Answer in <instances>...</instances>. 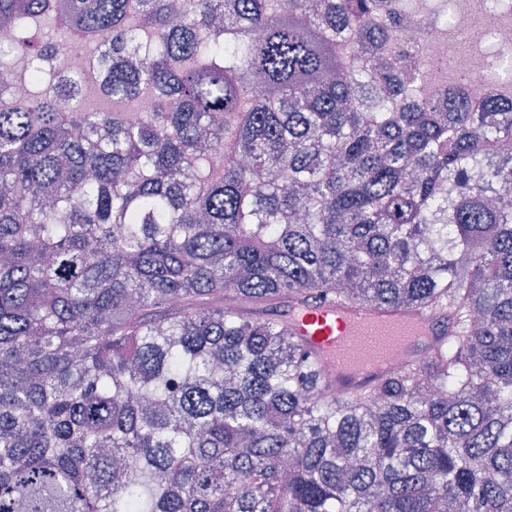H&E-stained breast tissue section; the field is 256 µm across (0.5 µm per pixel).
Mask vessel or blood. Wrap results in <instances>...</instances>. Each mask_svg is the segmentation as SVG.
<instances>
[{"label": "vessel or blood", "instance_id": "obj_1", "mask_svg": "<svg viewBox=\"0 0 512 512\" xmlns=\"http://www.w3.org/2000/svg\"><path fill=\"white\" fill-rule=\"evenodd\" d=\"M288 318L339 398L386 376L393 355H400L402 365L420 364L448 333V321L439 313L331 300L293 305Z\"/></svg>", "mask_w": 512, "mask_h": 512}]
</instances>
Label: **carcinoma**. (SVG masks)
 <instances>
[{
	"instance_id": "1",
	"label": "carcinoma",
	"mask_w": 512,
	"mask_h": 512,
	"mask_svg": "<svg viewBox=\"0 0 512 512\" xmlns=\"http://www.w3.org/2000/svg\"><path fill=\"white\" fill-rule=\"evenodd\" d=\"M289 2L71 0L104 112L42 93L71 40L0 46L29 86L0 101V512H512V109L422 97L436 54L365 62L402 0ZM310 299L453 328L338 398L288 326Z\"/></svg>"
}]
</instances>
